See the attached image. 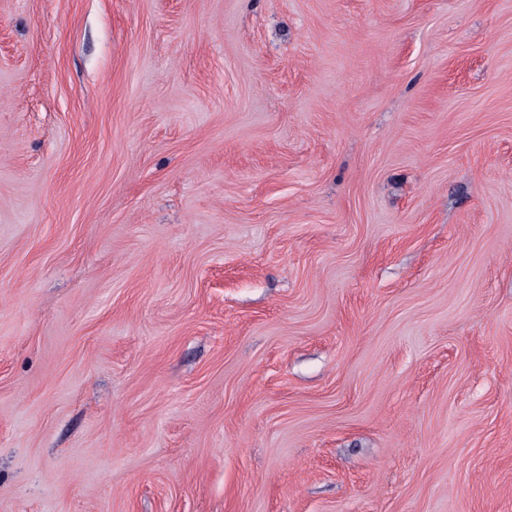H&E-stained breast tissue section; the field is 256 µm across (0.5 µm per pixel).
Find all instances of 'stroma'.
<instances>
[{"label": "stroma", "instance_id": "35a3bbf8", "mask_svg": "<svg viewBox=\"0 0 512 512\" xmlns=\"http://www.w3.org/2000/svg\"><path fill=\"white\" fill-rule=\"evenodd\" d=\"M0 512H512V0H0Z\"/></svg>", "mask_w": 512, "mask_h": 512}]
</instances>
